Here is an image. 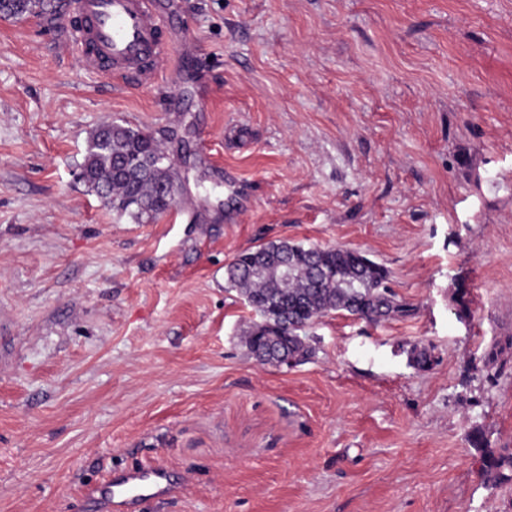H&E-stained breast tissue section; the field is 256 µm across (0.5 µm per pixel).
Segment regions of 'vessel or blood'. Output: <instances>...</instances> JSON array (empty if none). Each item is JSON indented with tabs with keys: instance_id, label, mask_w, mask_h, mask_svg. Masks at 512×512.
I'll return each mask as SVG.
<instances>
[{
	"instance_id": "b4317fda",
	"label": "vessel or blood",
	"mask_w": 512,
	"mask_h": 512,
	"mask_svg": "<svg viewBox=\"0 0 512 512\" xmlns=\"http://www.w3.org/2000/svg\"><path fill=\"white\" fill-rule=\"evenodd\" d=\"M72 8L81 23L66 34L85 70L118 86L155 84L169 70V19L155 0H72ZM170 491L168 469L151 465L113 474L95 495L121 512L129 501L160 499Z\"/></svg>"
}]
</instances>
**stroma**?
Returning <instances> with one entry per match:
<instances>
[{
    "mask_svg": "<svg viewBox=\"0 0 512 512\" xmlns=\"http://www.w3.org/2000/svg\"><path fill=\"white\" fill-rule=\"evenodd\" d=\"M157 2L181 66L144 87L83 69L69 15L0 17V512H106L144 464L173 490L125 512H512L468 441L512 448V0ZM115 120L175 159L156 223L77 177ZM283 239L365 253L408 315L259 365L224 268Z\"/></svg>",
    "mask_w": 512,
    "mask_h": 512,
    "instance_id": "35a3bbf8",
    "label": "stroma"
}]
</instances>
